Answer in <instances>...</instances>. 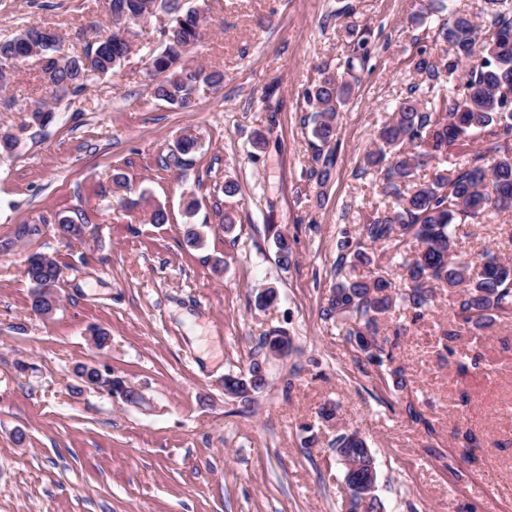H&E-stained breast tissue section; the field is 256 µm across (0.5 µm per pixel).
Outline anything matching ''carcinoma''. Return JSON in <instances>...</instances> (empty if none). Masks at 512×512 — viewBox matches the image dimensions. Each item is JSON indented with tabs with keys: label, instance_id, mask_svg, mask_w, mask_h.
I'll return each instance as SVG.
<instances>
[{
	"label": "carcinoma",
	"instance_id": "cac0c4a2",
	"mask_svg": "<svg viewBox=\"0 0 512 512\" xmlns=\"http://www.w3.org/2000/svg\"><path fill=\"white\" fill-rule=\"evenodd\" d=\"M105 4L109 18L120 22H137L157 8L171 15L160 32L163 49L151 57V68L161 77L154 98L188 109L198 85L220 80L218 73L179 65L182 47L200 36L199 10L184 8L182 0H105ZM484 22L481 27L452 12L438 24L434 45L452 61L439 67L423 50L416 69L434 90L442 75L455 73L463 64L468 70L462 92L452 97L437 93L424 101L416 95L419 86L411 87L410 95L378 131L375 149L366 157L380 175V192L389 204L383 212L372 213L356 241L341 242L347 253L341 255L336 272H342L347 262L353 269L375 264L372 247L382 243L402 257V273L398 284L383 275L336 282L325 316L352 321L346 336L361 351L360 338L376 337L379 320L397 302L420 313L438 287L448 289L450 295L460 289L452 310L464 325L481 329L496 319H512V264L490 250L477 262L469 260L458 252L453 238L455 224H478L490 213L512 212V102L505 99L506 91L512 90V0H484ZM40 36V28L31 26L0 42V90L9 85L21 61L40 55L52 98L74 96L86 91L94 79L113 72L131 48V41L108 34L82 54L66 55L57 33L49 32L45 41ZM345 67L343 73L322 77L306 93L315 112L312 135L324 144L335 137L338 112L352 93L347 75L354 70L353 59ZM479 140L485 147L472 150ZM195 147L194 138L182 137L165 165L181 167L183 156ZM433 160L432 174L419 177L417 171ZM447 162L451 166H445ZM57 231L79 240L84 226L60 217ZM27 261L24 274L33 288L32 307L50 315L57 306L53 288L60 280V267L55 258L42 253ZM266 383L255 361L245 378L224 376V388L241 397L262 391Z\"/></svg>",
	"mask_w": 512,
	"mask_h": 512
}]
</instances>
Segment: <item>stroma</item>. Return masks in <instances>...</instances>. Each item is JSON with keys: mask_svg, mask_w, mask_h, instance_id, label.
<instances>
[{"mask_svg": "<svg viewBox=\"0 0 512 512\" xmlns=\"http://www.w3.org/2000/svg\"><path fill=\"white\" fill-rule=\"evenodd\" d=\"M103 2L0 0V41L36 24L80 53L93 25L109 26ZM185 4L204 20L182 65L223 75L199 85L190 109L153 96L161 11L115 73L78 96L51 101L35 57L0 91V129L18 140L0 153V512H349L336 441L354 430L375 457L383 512H512V321L464 326L435 289L423 317L399 306L381 320L393 359L378 366L324 315L340 242L384 201L365 157L421 80L419 51L441 20L431 0ZM362 47L336 138L321 144L306 92ZM46 101L55 118L41 127L28 108ZM186 135L196 150L166 168ZM320 153L333 158L324 181ZM192 196L201 207L189 218ZM157 207L167 223H152ZM58 216L84 225L83 240L58 238ZM190 222L203 225L204 248L185 246ZM25 224L42 230L18 237ZM486 246L512 258V214L460 225L458 250ZM36 252L61 268L48 317L33 313L23 273ZM267 287L279 299L257 309ZM97 328L109 349L92 345ZM276 333L292 349L270 359L260 340ZM254 359L264 390L225 395V374ZM81 362L138 386L145 403L76 390Z\"/></svg>", "mask_w": 512, "mask_h": 512, "instance_id": "35a3bbf8", "label": "stroma"}]
</instances>
